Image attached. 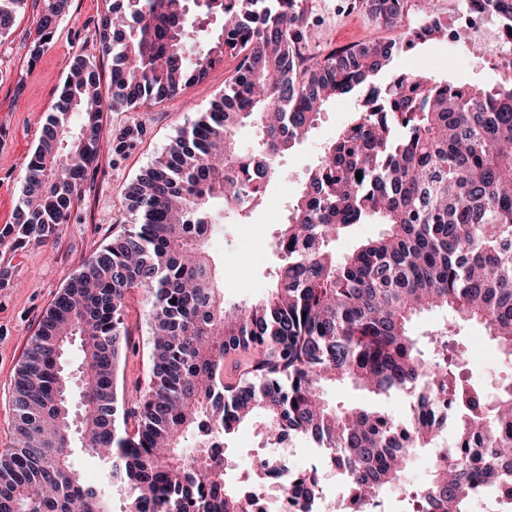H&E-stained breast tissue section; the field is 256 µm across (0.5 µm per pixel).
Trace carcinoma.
<instances>
[{"label":"carcinoma","mask_w":512,"mask_h":512,"mask_svg":"<svg viewBox=\"0 0 512 512\" xmlns=\"http://www.w3.org/2000/svg\"><path fill=\"white\" fill-rule=\"evenodd\" d=\"M24 0H0V37ZM101 47L112 53L103 103L96 61L79 55L25 170L8 235L43 239L64 223L101 151L105 110L161 102L238 61L224 95L183 129L131 187L137 222L95 252L61 289L19 363L12 410L16 441L0 451V512H248L239 482L206 463L239 426L262 417L270 446L312 437L324 464L346 474L342 512H369L397 494L404 512H467L474 487L512 483V380L494 391L465 378L462 322L482 326L512 356V79L439 80L402 72L374 86L400 45L366 38L300 62L314 22L307 0H105ZM512 35V0H460ZM68 0H48L31 59L53 39ZM396 25L411 0H351ZM222 20L200 34L195 16ZM448 35L431 12L403 33L416 47ZM471 50L512 68V42ZM368 90L323 149L288 209L276 245L282 265L267 294L224 303L207 243L214 204L246 216L265 197L282 154L314 128L328 101ZM254 125L259 148L235 138ZM362 178H356V174ZM355 224L378 237L338 256ZM150 296L146 386L119 387L129 345L126 295ZM441 310L448 322L421 345L411 325ZM80 349L82 408L70 410L72 346ZM348 382L381 396L418 390L405 423L365 407L341 409L325 387ZM458 433L448 461L411 485L413 455ZM103 475L80 485L72 448ZM319 470L288 477L290 512H316Z\"/></svg>","instance_id":"1"}]
</instances>
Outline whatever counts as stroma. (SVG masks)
<instances>
[{
	"instance_id": "obj_1",
	"label": "stroma",
	"mask_w": 512,
	"mask_h": 512,
	"mask_svg": "<svg viewBox=\"0 0 512 512\" xmlns=\"http://www.w3.org/2000/svg\"><path fill=\"white\" fill-rule=\"evenodd\" d=\"M46 7L47 0H25L9 34L0 37V228L15 221L25 167L60 92L68 61L77 55L95 58L102 88L110 86L112 59L102 54L95 35L104 0H69L51 43L35 58L31 49ZM406 28L403 22L393 27L379 25L365 10L340 13L320 39L317 51L325 54L369 36L394 41ZM428 62L433 65L432 75L440 79L487 83L499 77L496 57L471 54L464 38L455 44L434 40L400 53L393 69L418 70ZM235 66L234 60H226L202 82L162 102L105 112L102 151L89 169L66 223L44 240L33 237L20 244L10 237L0 240V270L8 272L7 279L0 282V449L13 441L14 376L38 322L88 257L132 225L129 185L155 157L167 151L183 128L220 98L224 80ZM360 105L355 96L330 101L307 140L282 156L263 205L247 217L225 212L208 252L224 277L226 304L256 301L271 288L280 229L273 217L286 215L325 145L350 123ZM149 302L144 289L127 294L125 324L130 346L121 373L129 388L144 380L149 370ZM458 338L470 347L466 373L472 382L512 374V361L501 355L480 325H461ZM326 396L336 406L371 407L399 421L411 414L409 399L400 394L373 396L343 383L328 388Z\"/></svg>"
}]
</instances>
